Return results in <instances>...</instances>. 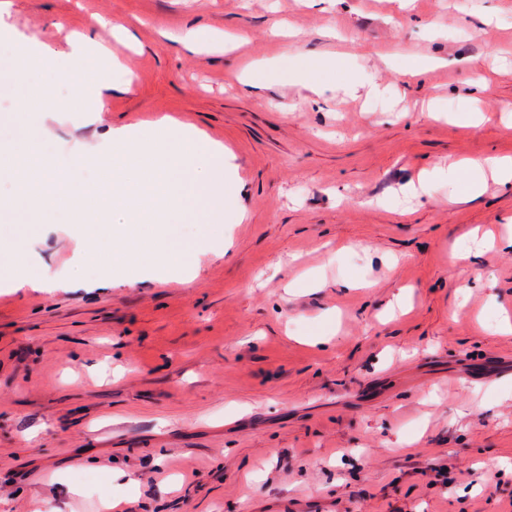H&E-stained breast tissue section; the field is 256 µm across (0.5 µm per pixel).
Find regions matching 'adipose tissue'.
<instances>
[{
  "label": "adipose tissue",
  "instance_id": "1",
  "mask_svg": "<svg viewBox=\"0 0 512 512\" xmlns=\"http://www.w3.org/2000/svg\"><path fill=\"white\" fill-rule=\"evenodd\" d=\"M33 59L54 68L57 83L69 89L68 97L62 100L56 99L49 89L21 98L22 115L33 126L43 124L48 110L61 111L100 99L107 70L117 71L121 68L117 56L87 34H71L65 49L57 50L30 41H15L9 33L0 31V82L21 83L24 78L23 67ZM240 81L247 87L290 82L316 93L338 86L351 93L362 88L366 91L367 99L374 101L383 99L386 94L380 84L352 71L348 58L336 55H282L263 59L244 69ZM490 177L502 184L511 183L512 160L477 156L452 163L448 168L423 173L417 184L410 186L409 191L419 196L427 194L432 183L441 180L475 197L482 193Z\"/></svg>",
  "mask_w": 512,
  "mask_h": 512
}]
</instances>
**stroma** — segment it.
Here are the masks:
<instances>
[{"label":"stroma","mask_w":512,"mask_h":512,"mask_svg":"<svg viewBox=\"0 0 512 512\" xmlns=\"http://www.w3.org/2000/svg\"><path fill=\"white\" fill-rule=\"evenodd\" d=\"M277 22L293 30L278 46ZM190 26L248 40L193 54ZM0 29L56 49L83 31L128 69L105 79L104 122L77 107L29 130L22 93L68 90L27 66L0 87V144L31 133L84 183L95 172L78 154L167 115L223 144L246 213L216 228L227 254L187 255L193 282L132 287H89L67 225L7 226L0 254L26 253L60 286L0 288V512H104L113 498L128 512H512V333L498 328L512 249L448 265L473 229L506 234L512 183L453 202L441 184L406 194L450 162L512 157V0H13ZM310 49L348 56L388 86L385 104L237 80ZM425 54L447 63L411 83L389 64ZM435 98L487 119H434ZM413 460L455 483L408 476Z\"/></svg>","instance_id":"1"}]
</instances>
